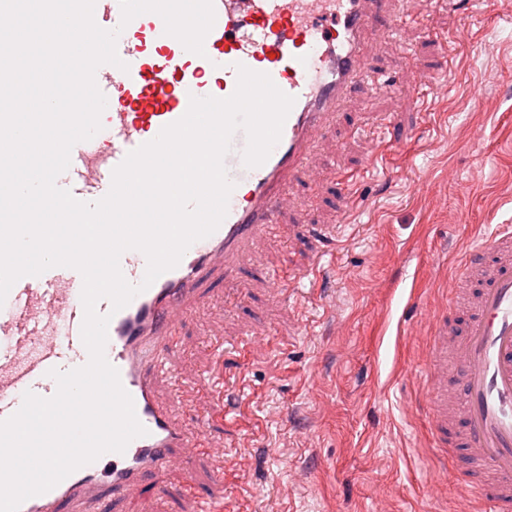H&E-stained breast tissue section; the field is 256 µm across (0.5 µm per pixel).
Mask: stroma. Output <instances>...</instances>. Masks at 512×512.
Here are the masks:
<instances>
[{
  "mask_svg": "<svg viewBox=\"0 0 512 512\" xmlns=\"http://www.w3.org/2000/svg\"><path fill=\"white\" fill-rule=\"evenodd\" d=\"M418 11L459 43L409 28L372 49L370 69L398 91L364 86L344 104L291 187L296 209L255 243L241 297L212 275L180 323L177 380L160 396L213 455L178 449L105 512H196L219 492L230 512H469L434 459L420 371L453 257L475 228L512 225V0ZM435 81L448 93L428 112L418 93ZM341 172L354 224L339 221Z\"/></svg>",
  "mask_w": 512,
  "mask_h": 512,
  "instance_id": "1",
  "label": "stroma"
}]
</instances>
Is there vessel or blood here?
<instances>
[{"label": "vessel or blood", "instance_id": "vessel-or-blood-1", "mask_svg": "<svg viewBox=\"0 0 512 512\" xmlns=\"http://www.w3.org/2000/svg\"><path fill=\"white\" fill-rule=\"evenodd\" d=\"M215 24L204 55L187 51L164 32L162 18L141 14L123 22L120 0H96L94 19L118 30L121 66L105 64L95 80L107 98L102 129L77 143L57 179L83 202L104 197L112 172L128 152L155 139L187 112L191 97L231 96L237 65L268 74L295 103L278 144L249 168L236 131L224 165L234 189L219 228L193 243L179 265L162 274L111 314L105 355L134 401L146 435L124 452H108L46 493L25 500L19 512H101L102 492L134 497L144 474L164 473L176 449L190 439L170 403L158 396L166 362L178 346L177 324L199 303L209 274L235 282L251 244L274 234L293 202L288 184L332 131L341 106L368 78L367 51L378 27L401 30L415 18L413 0H214ZM478 255L465 256L454 288L431 320L422 407L431 440L445 462L463 456L466 496L474 512H512V227L482 235ZM145 255L125 251L120 268L140 283ZM83 279L68 267L20 278L0 306V419L12 415L25 391L51 397V369L70 370L89 359L81 340Z\"/></svg>", "mask_w": 512, "mask_h": 512}]
</instances>
